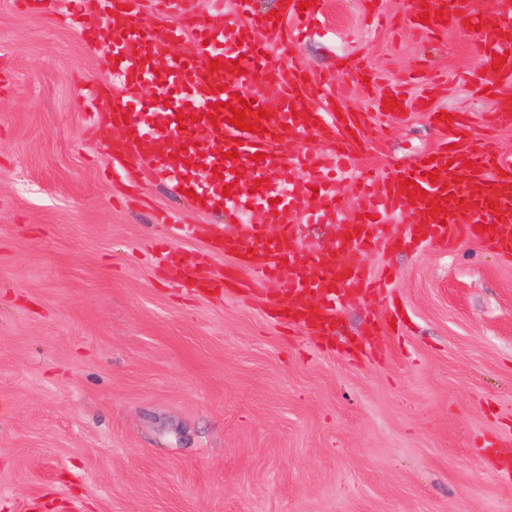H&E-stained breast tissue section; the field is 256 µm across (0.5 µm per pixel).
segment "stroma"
<instances>
[{"label":"stroma","mask_w":512,"mask_h":512,"mask_svg":"<svg viewBox=\"0 0 512 512\" xmlns=\"http://www.w3.org/2000/svg\"><path fill=\"white\" fill-rule=\"evenodd\" d=\"M293 61L364 116L360 165L408 166L462 113L499 105L468 29L427 33L409 0H321ZM376 77L367 85L358 72ZM0 512H512V260L463 237L378 244L388 294L350 296L325 346L272 315L274 284L197 294L157 245L228 262L261 219L201 209L114 169L85 89L112 58L48 12L0 0ZM405 112H380L387 90ZM193 227L168 238L159 214ZM398 320L399 333H377Z\"/></svg>","instance_id":"obj_1"}]
</instances>
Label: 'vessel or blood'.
I'll list each match as a JSON object with an SVG mask.
<instances>
[{
    "label": "vessel or blood",
    "instance_id": "vessel-or-blood-1",
    "mask_svg": "<svg viewBox=\"0 0 512 512\" xmlns=\"http://www.w3.org/2000/svg\"><path fill=\"white\" fill-rule=\"evenodd\" d=\"M101 20L90 33L91 43L110 47L117 62L112 80L93 86L95 97L110 95L111 106L99 112L94 124L102 130H121L122 140L112 147L115 163L146 168L154 181L172 182L194 191L210 210L241 214L247 206L261 210V222L243 234L225 238L223 249L235 261L225 269L250 270L254 282H275L279 298L272 307L282 323L307 331L320 340L334 334L336 308L346 294L378 295L389 288L388 277L372 274L355 262L381 240L398 245L389 234L392 224L406 225L411 238L426 244L452 247L467 236L512 258V156L498 151L492 138L480 144L448 149L437 146L434 162L416 161L401 169L376 174L356 167L349 147L345 120L334 112V92L322 78L304 77L291 60L285 20L303 22L300 0H285L279 19L257 13L253 0H210L211 15L200 14L193 0H154L161 24L144 23L140 0H97ZM432 18L430 32L481 24L477 51L485 66H496V78L512 80V0H490L481 17H474L469 0H425ZM224 14V22L213 14ZM190 40V52L167 57L160 72H153L152 57L167 45ZM505 63H497V56ZM221 59L215 69L211 60ZM241 70H227L230 61ZM156 88L161 98L147 101L145 87ZM275 88L278 101L268 116H260L266 101L260 87ZM120 96H113V88ZM250 101L248 122L266 129L259 135L229 124V103ZM174 107H166V99ZM315 135L328 142L324 153L297 149L298 140ZM184 147L173 158L172 143ZM202 142L218 144L215 153L199 155ZM238 151L230 159L229 151ZM298 170L288 183L278 178L283 167ZM251 171L259 178L258 191L237 182L238 173ZM437 180H430V172ZM344 174L358 189L361 206H353L336 181ZM414 179L420 195L408 196L402 179ZM231 196H224V188ZM342 224L346 235L314 253L301 251L295 240L294 220L311 213ZM166 263L188 287L221 292L222 280L206 273V259L165 248Z\"/></svg>",
    "mask_w": 512,
    "mask_h": 512
}]
</instances>
